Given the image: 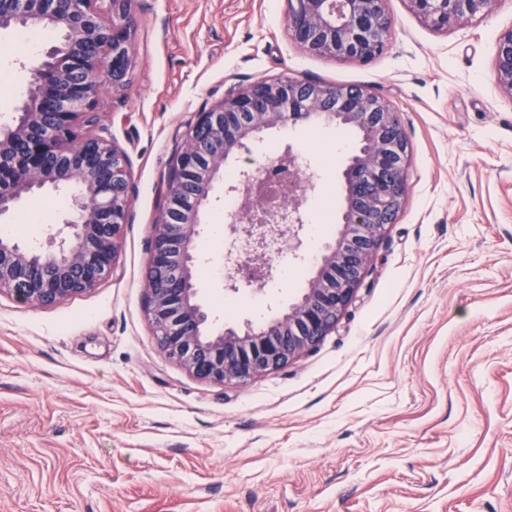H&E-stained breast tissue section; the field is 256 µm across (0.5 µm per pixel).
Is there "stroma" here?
<instances>
[{"instance_id": "stroma-1", "label": "stroma", "mask_w": 512, "mask_h": 512, "mask_svg": "<svg viewBox=\"0 0 512 512\" xmlns=\"http://www.w3.org/2000/svg\"><path fill=\"white\" fill-rule=\"evenodd\" d=\"M372 63L301 50L287 0H135V64L98 109L130 162L113 276L49 307L0 295V512H512V98L492 80L512 0L435 31L387 0ZM0 31V114L25 90L28 47ZM361 85L395 106L411 150L406 201L335 329L244 386L193 378L148 323L145 270L166 164L196 113L258 79ZM347 128L269 132L312 183L300 250L278 280L225 291L223 182L197 242L217 325L260 322L307 286L336 235ZM69 197L23 198L0 235L44 243Z\"/></svg>"}]
</instances>
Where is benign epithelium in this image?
Wrapping results in <instances>:
<instances>
[{
    "label": "benign epithelium",
    "instance_id": "benign-epithelium-1",
    "mask_svg": "<svg viewBox=\"0 0 512 512\" xmlns=\"http://www.w3.org/2000/svg\"><path fill=\"white\" fill-rule=\"evenodd\" d=\"M134 0H0V30L51 26L62 40L26 57L27 84L15 112L0 122V218L19 200L46 187L70 191L67 236L53 249L0 237V294L20 304L52 306L98 287L111 276L130 210L127 155L105 135L97 96L121 87L134 66ZM387 0H288V31L303 50L368 63L387 47ZM428 25L448 31L486 17L502 0H409ZM492 75L512 98V28L500 34ZM302 123L350 127L357 144L342 174L344 206L336 239L312 259L307 288L278 316L242 330L210 331L199 301L201 214L224 163L235 158L240 179L227 192L242 198L228 215L230 242L251 249L238 256L225 283L232 291L277 275L268 238L302 245L304 185L288 181V205L262 189L252 146L270 130ZM409 144L398 111L359 85L327 86L258 79L197 114L171 155L166 193L154 219L145 272L147 313L168 358L194 378L243 385L315 349L352 301L365 267L404 203Z\"/></svg>",
    "mask_w": 512,
    "mask_h": 512
}]
</instances>
